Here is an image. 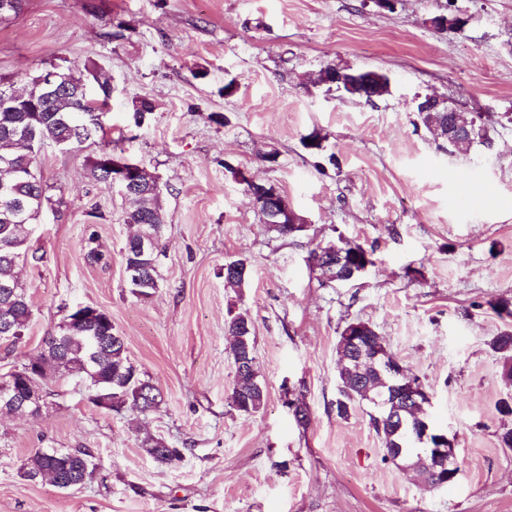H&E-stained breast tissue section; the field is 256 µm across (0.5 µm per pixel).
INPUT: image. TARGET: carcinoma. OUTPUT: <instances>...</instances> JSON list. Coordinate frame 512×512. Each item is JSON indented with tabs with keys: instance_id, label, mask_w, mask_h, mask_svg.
<instances>
[{
	"instance_id": "1",
	"label": "carcinoma",
	"mask_w": 512,
	"mask_h": 512,
	"mask_svg": "<svg viewBox=\"0 0 512 512\" xmlns=\"http://www.w3.org/2000/svg\"><path fill=\"white\" fill-rule=\"evenodd\" d=\"M62 81L72 92L66 99L51 107H44L26 98L9 107H0V337L11 344L22 342L26 336L32 308L25 288L19 283L15 269L21 260L31 233V226L38 223L45 205L49 202L46 190L38 178L35 164L37 154L19 147V141L29 139L37 144L55 146L68 150L96 136L102 123L85 120L84 137L66 140L65 133L76 118L89 112L103 115L102 108L112 96L111 78L95 65L81 68H59ZM154 111L152 101L147 98L132 101V119L140 125L145 115ZM142 196L135 198L134 206L125 216L127 224H141L156 239L157 249H162L163 206L150 193V185L159 182L157 176L146 172L142 177ZM345 253V262L336 267L327 262L318 266L322 278L332 283L357 279L364 269L373 264L371 253L362 245L340 241L317 245L316 250L327 255L336 249ZM125 263L137 262L143 267V277L130 285L132 293L140 297L150 296L157 288L158 258L152 254H141L134 240L126 241L123 248ZM358 337L363 348L372 351L382 342V337L367 322ZM347 324L340 333L337 350L344 352L348 360L340 365L337 375L338 398L336 415L347 418L354 405L377 399L378 417L371 424L384 443V459H393L401 451L404 458L419 465L429 473L433 468V457L429 447L435 440L420 443L409 435L415 425V415L405 409L401 400L392 395L391 379L382 371L380 362L358 360L352 350ZM225 335L232 337L230 351L233 361L254 360L255 339L251 320L244 313L228 312L224 323ZM492 349L503 360L502 377L512 383V332L504 331L491 342ZM23 366L35 368L28 380L47 385L64 375L77 377L92 390L110 388L112 401L96 402V406L119 412L130 407L140 413L155 410L160 400L146 403L141 391L148 389L155 395L160 391L141 376L139 369L125 352L122 337L116 335L112 320L105 312L95 319L80 321L73 315L63 318L55 334L46 337L44 347L34 357L30 356ZM265 390L259 380L258 371L245 375L235 374L231 393L233 407L244 414L258 412L265 402ZM404 427H399V422ZM163 439L145 441L146 452L157 462L171 465L173 459H181L178 449L165 452ZM92 455L82 449L62 459H54L44 450L36 451L21 467V476L28 480L39 477L58 483L62 476L80 482L92 475Z\"/></svg>"
}]
</instances>
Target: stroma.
<instances>
[{
  "instance_id": "stroma-1",
  "label": "stroma",
  "mask_w": 512,
  "mask_h": 512,
  "mask_svg": "<svg viewBox=\"0 0 512 512\" xmlns=\"http://www.w3.org/2000/svg\"><path fill=\"white\" fill-rule=\"evenodd\" d=\"M447 12L465 25H430ZM88 62L112 78L103 131L37 157L53 204L18 270L29 329L20 346L0 340V375L68 308L90 305L111 315L162 402L118 414L68 378L39 416L0 414V512H512V449L498 440L512 386L490 346L512 331V0H396L391 11L375 0H25L0 22L2 88ZM330 62L386 73L389 94L368 104L313 86ZM425 94L481 113L491 146H439L413 110ZM141 97L155 110L137 127L128 108ZM312 133L321 149L304 146ZM107 143L166 187L159 286L146 299L124 277L130 203L88 176ZM233 166L277 185L305 231H269ZM338 238L374 263L321 283L309 253ZM90 244L103 261L86 260ZM236 259L250 270L240 289L224 285ZM231 310L252 321L266 392L251 415L230 402ZM357 320L430 393L435 431L456 437L453 483L429 488L385 462L369 404L337 417L336 345ZM151 437L181 460L154 461ZM43 448L88 449L91 479L63 490L23 478Z\"/></svg>"
}]
</instances>
